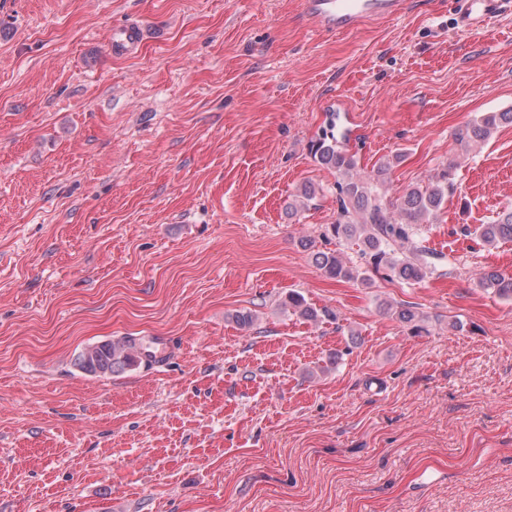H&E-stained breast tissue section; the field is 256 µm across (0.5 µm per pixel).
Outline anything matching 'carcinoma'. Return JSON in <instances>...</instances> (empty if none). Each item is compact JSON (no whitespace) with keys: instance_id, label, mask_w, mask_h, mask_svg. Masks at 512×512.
Returning a JSON list of instances; mask_svg holds the SVG:
<instances>
[{"instance_id":"cac0c4a2","label":"carcinoma","mask_w":512,"mask_h":512,"mask_svg":"<svg viewBox=\"0 0 512 512\" xmlns=\"http://www.w3.org/2000/svg\"><path fill=\"white\" fill-rule=\"evenodd\" d=\"M512 125V109L505 112H487L463 129L457 138L467 147H478L489 140L501 125ZM336 118H331L328 128L313 142L311 156L319 166L336 174L337 217L325 226L322 238L345 241L358 248L367 268L361 272L348 265L334 250L313 252L315 264L329 277L338 281L371 280L373 274H384L390 280L407 284L422 282L429 273L420 246L421 225L435 218L443 206L455 196L457 181L453 165H448L428 184L408 189L396 201L387 203L381 194L387 184L394 163L399 157L378 162L372 170H358L356 155L339 145L334 129ZM321 188L309 183L302 186L297 200L288 203V217L296 218L309 202L320 194ZM464 233L475 237L487 247L512 241V208L497 214L488 224ZM481 288L499 298H512V275L496 268L486 270L481 276ZM283 309L306 321L338 320L333 310L317 308L297 292H290L282 301ZM399 322L420 334L426 331L427 316L410 307L388 308ZM142 347L131 337H122L88 346L78 353L74 365L92 376H112L131 369L142 362Z\"/></svg>"}]
</instances>
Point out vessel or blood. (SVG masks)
<instances>
[{"label":"vessel or blood","instance_id":"1","mask_svg":"<svg viewBox=\"0 0 512 512\" xmlns=\"http://www.w3.org/2000/svg\"><path fill=\"white\" fill-rule=\"evenodd\" d=\"M408 0H302L305 16L325 32L345 33L369 20L398 16L406 12ZM512 13V0H463L456 25L467 30L482 28L491 18ZM139 23L113 27L110 47L116 54L136 53L146 37Z\"/></svg>","mask_w":512,"mask_h":512}]
</instances>
